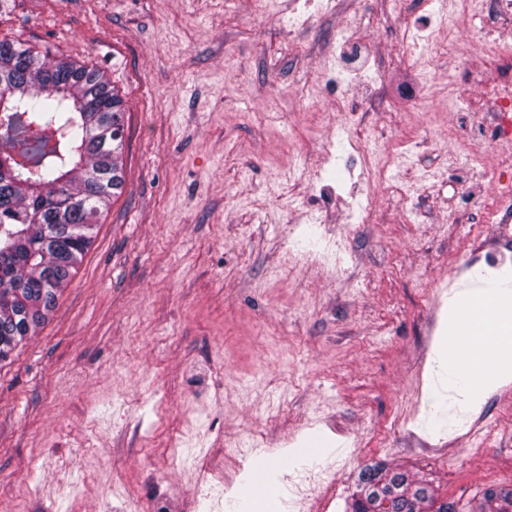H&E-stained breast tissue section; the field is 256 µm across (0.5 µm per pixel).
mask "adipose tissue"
<instances>
[{"label": "adipose tissue", "instance_id": "1", "mask_svg": "<svg viewBox=\"0 0 512 512\" xmlns=\"http://www.w3.org/2000/svg\"><path fill=\"white\" fill-rule=\"evenodd\" d=\"M512 331V288L499 284L483 297L464 298L451 336L448 361L455 377L470 394L512 378V344L503 340Z\"/></svg>", "mask_w": 512, "mask_h": 512}]
</instances>
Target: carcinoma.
Masks as SVG:
<instances>
[{
  "label": "carcinoma",
  "mask_w": 512,
  "mask_h": 512,
  "mask_svg": "<svg viewBox=\"0 0 512 512\" xmlns=\"http://www.w3.org/2000/svg\"><path fill=\"white\" fill-rule=\"evenodd\" d=\"M124 104L98 70L0 40V361L56 307L124 185ZM349 512H512V488L467 507L383 465L362 472Z\"/></svg>",
  "instance_id": "1"
}]
</instances>
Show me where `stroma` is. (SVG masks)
I'll list each match as a JSON object with an SVG mask.
<instances>
[{
	"mask_svg": "<svg viewBox=\"0 0 512 512\" xmlns=\"http://www.w3.org/2000/svg\"><path fill=\"white\" fill-rule=\"evenodd\" d=\"M15 0L0 39L100 69L122 193L56 308L0 363V512H348L383 463L472 499L512 484V397L468 400L446 341L485 281L505 149L477 136L512 20L458 0ZM444 10L465 51L415 43ZM376 141L373 159L354 143ZM500 431L477 453L466 433Z\"/></svg>",
	"mask_w": 512,
	"mask_h": 512,
	"instance_id": "35a3bbf8",
	"label": "stroma"
}]
</instances>
